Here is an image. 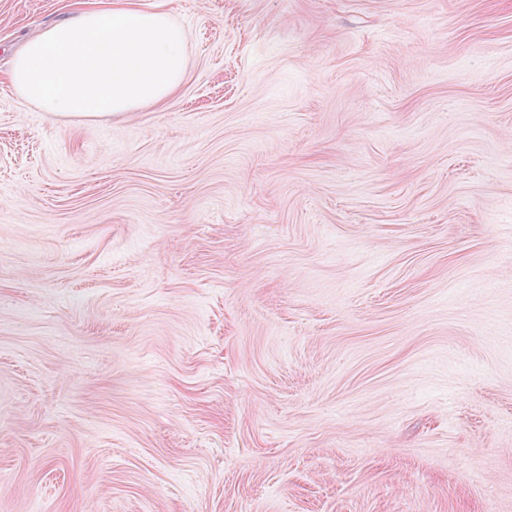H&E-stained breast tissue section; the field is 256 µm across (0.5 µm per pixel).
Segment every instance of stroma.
Masks as SVG:
<instances>
[{
  "label": "stroma",
  "mask_w": 512,
  "mask_h": 512,
  "mask_svg": "<svg viewBox=\"0 0 512 512\" xmlns=\"http://www.w3.org/2000/svg\"><path fill=\"white\" fill-rule=\"evenodd\" d=\"M140 2L93 122L0 0V512H512V0ZM187 35L166 13L117 0L44 29L14 57V91L56 117L135 112L172 92L187 67Z\"/></svg>",
  "instance_id": "stroma-1"
}]
</instances>
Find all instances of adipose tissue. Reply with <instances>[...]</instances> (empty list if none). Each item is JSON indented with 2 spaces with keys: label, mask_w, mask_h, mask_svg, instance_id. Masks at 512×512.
I'll list each match as a JSON object with an SVG mask.
<instances>
[{
  "label": "adipose tissue",
  "mask_w": 512,
  "mask_h": 512,
  "mask_svg": "<svg viewBox=\"0 0 512 512\" xmlns=\"http://www.w3.org/2000/svg\"><path fill=\"white\" fill-rule=\"evenodd\" d=\"M187 35L131 0L87 9L44 29L14 57V91L56 117L100 119L152 104L181 84Z\"/></svg>",
  "instance_id": "1"
}]
</instances>
